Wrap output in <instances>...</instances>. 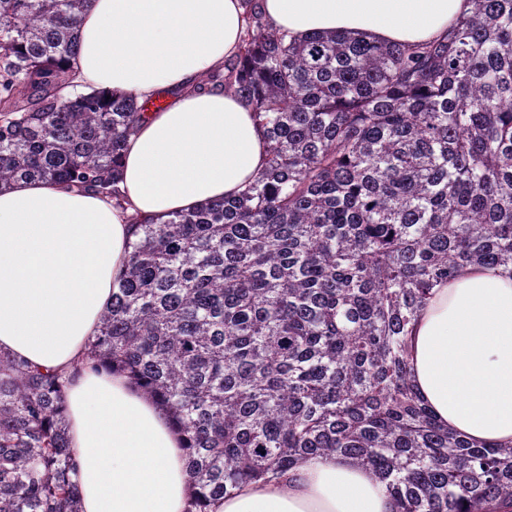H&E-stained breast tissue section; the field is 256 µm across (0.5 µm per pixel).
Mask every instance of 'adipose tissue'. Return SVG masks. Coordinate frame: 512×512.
<instances>
[{
    "instance_id": "obj_1",
    "label": "adipose tissue",
    "mask_w": 512,
    "mask_h": 512,
    "mask_svg": "<svg viewBox=\"0 0 512 512\" xmlns=\"http://www.w3.org/2000/svg\"><path fill=\"white\" fill-rule=\"evenodd\" d=\"M273 28L303 37L346 31L378 40L440 38L470 0H257ZM251 20L244 0H90L74 68L88 90L145 100L126 143L128 202L43 181L0 191V350L66 378L69 435L83 512H190L183 436L123 372L83 361L111 303L133 216L163 217L235 194L264 168L267 141L230 91L181 94L231 59ZM411 379L439 424L475 445H512V275L463 268L418 315ZM210 512H394L384 487L339 456L299 459L282 478L250 482Z\"/></svg>"
}]
</instances>
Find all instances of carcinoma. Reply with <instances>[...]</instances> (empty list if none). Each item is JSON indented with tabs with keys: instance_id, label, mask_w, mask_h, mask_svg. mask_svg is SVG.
<instances>
[{
	"instance_id": "obj_1",
	"label": "carcinoma",
	"mask_w": 512,
	"mask_h": 512,
	"mask_svg": "<svg viewBox=\"0 0 512 512\" xmlns=\"http://www.w3.org/2000/svg\"><path fill=\"white\" fill-rule=\"evenodd\" d=\"M90 0H0V190L122 207L143 106L75 87ZM418 44L296 38L258 12L208 74L254 112L241 192L136 222L87 359L141 383L186 439L197 512L317 455L355 461L396 512H512V446H474L414 390L412 322L464 266L512 275V0H471ZM65 379L0 351V512H81Z\"/></svg>"
}]
</instances>
